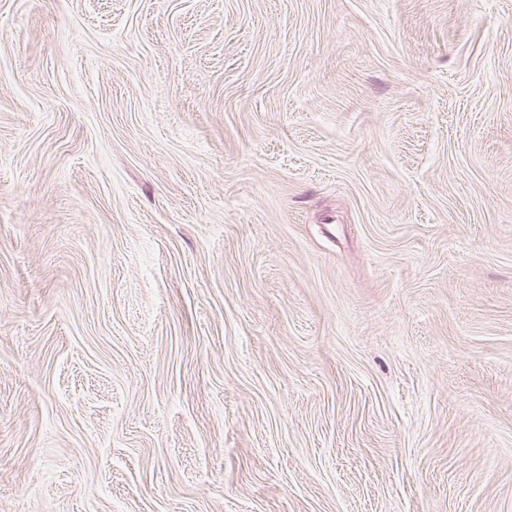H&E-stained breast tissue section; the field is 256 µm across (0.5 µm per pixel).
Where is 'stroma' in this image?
<instances>
[{
    "instance_id": "1",
    "label": "stroma",
    "mask_w": 512,
    "mask_h": 512,
    "mask_svg": "<svg viewBox=\"0 0 512 512\" xmlns=\"http://www.w3.org/2000/svg\"><path fill=\"white\" fill-rule=\"evenodd\" d=\"M0 512H512V0H0Z\"/></svg>"
}]
</instances>
